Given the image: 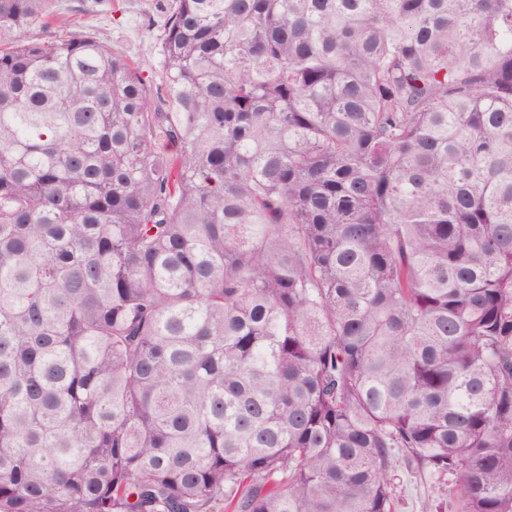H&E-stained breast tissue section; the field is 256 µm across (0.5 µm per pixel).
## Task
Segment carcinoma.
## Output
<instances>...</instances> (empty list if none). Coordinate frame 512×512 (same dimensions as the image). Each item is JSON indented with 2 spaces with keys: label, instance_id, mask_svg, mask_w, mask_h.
I'll list each match as a JSON object with an SVG mask.
<instances>
[{
  "label": "carcinoma",
  "instance_id": "obj_1",
  "mask_svg": "<svg viewBox=\"0 0 512 512\" xmlns=\"http://www.w3.org/2000/svg\"><path fill=\"white\" fill-rule=\"evenodd\" d=\"M163 8L0 0V512H512V0ZM163 1L58 0L62 15L86 25L114 52L144 64L153 76L155 100L163 67ZM396 494L399 497L398 512H421L425 500L441 504L442 512L456 510V499L448 492V484L435 483L428 475L415 476L401 465L392 473Z\"/></svg>",
  "mask_w": 512,
  "mask_h": 512
}]
</instances>
